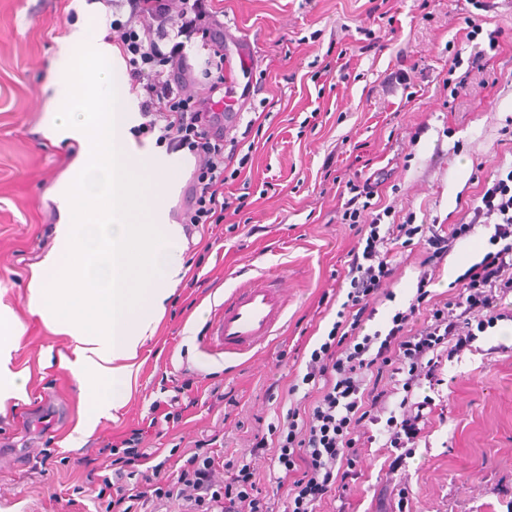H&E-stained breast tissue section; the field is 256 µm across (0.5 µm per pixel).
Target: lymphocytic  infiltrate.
Listing matches in <instances>:
<instances>
[{
    "label": "lymphocytic infiltrate",
    "mask_w": 512,
    "mask_h": 512,
    "mask_svg": "<svg viewBox=\"0 0 512 512\" xmlns=\"http://www.w3.org/2000/svg\"><path fill=\"white\" fill-rule=\"evenodd\" d=\"M111 12L108 38L126 63L131 90L140 99L143 121L135 136H155L167 151H188L195 159L180 223L220 224L240 215L246 195L225 190L240 174L224 150V116L206 112L223 86L224 38L217 32L213 0H104ZM475 12L466 19L467 41L486 35L488 45L469 58L452 56V68L466 67L451 95H458L472 71L487 69L500 48V29L484 31L479 17L486 0H470ZM198 45L206 58L202 82L192 77L187 46ZM480 190L463 219L448 227L416 223L414 215L391 221L390 208L375 199L376 185L358 177L337 179L347 194L342 219L354 230L344 299L326 337L305 364L298 385L316 389L308 406L288 408L283 421L269 425L268 436L255 437L249 459H224L217 450L195 449L174 471L143 448L134 432L109 448V460L86 478L99 512H273L259 489L252 458L270 455L286 492L285 512H316L331 492L350 491L361 476V448L382 442L388 471L396 473L413 458L435 409L430 391L441 382L444 357L453 356L499 322H512V309L499 300L512 294V167L480 178ZM489 228L488 247L478 262L451 282L445 302L430 303L436 265L456 243ZM421 242L416 293L397 310L388 331H368L377 298H391L386 288L393 267L390 247Z\"/></svg>",
    "instance_id": "obj_1"
}]
</instances>
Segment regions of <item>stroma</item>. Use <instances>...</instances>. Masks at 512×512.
Wrapping results in <instances>:
<instances>
[{"label":"stroma","mask_w":512,"mask_h":512,"mask_svg":"<svg viewBox=\"0 0 512 512\" xmlns=\"http://www.w3.org/2000/svg\"><path fill=\"white\" fill-rule=\"evenodd\" d=\"M379 0H222L223 21L255 47L243 122L261 115L252 156L240 178L251 195L239 227L192 229L184 258L203 286L184 281L155 336L139 350V370L118 408L85 421L78 389L61 359L68 337L27 310L32 266L50 249L59 212L52 199L77 145L45 137L52 64L74 37L108 31L107 9L94 0H0V303L19 316L24 334L10 368L23 391L0 412V512H96L74 494L103 460L101 448L144 430L145 445L223 449L240 455L255 433L286 412L288 388L331 328L336 295L357 239L342 224L343 199L332 178L352 151L370 159L383 181L381 200L396 219L456 223L480 189L479 170L512 163V0L487 12L503 32L486 74H472L465 94L449 100L446 45L471 9L467 0H393L396 21L376 47L353 58L347 82L320 77L325 63L359 39ZM411 69L410 85L388 82ZM488 235L457 243L438 264V300L477 261ZM422 250L398 259L393 299H380L370 329L386 328L416 292ZM280 278L288 297L281 328L268 344L226 356L210 346L216 309L249 278ZM438 387L443 417L427 427L413 459L397 474L406 512H512V323L446 360ZM184 393H176V386ZM219 389L233 407L215 401ZM178 398V426L153 422L157 400ZM349 512H390L394 500L384 451L365 449Z\"/></svg>","instance_id":"35a3bbf8"}]
</instances>
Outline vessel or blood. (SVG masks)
Returning a JSON list of instances; mask_svg holds the SVG:
<instances>
[{
	"label": "vessel or blood",
	"instance_id": "b4317fda",
	"mask_svg": "<svg viewBox=\"0 0 512 512\" xmlns=\"http://www.w3.org/2000/svg\"><path fill=\"white\" fill-rule=\"evenodd\" d=\"M252 50L248 41L235 44L234 53L224 58V102L235 109L238 75L250 69ZM288 299L279 278L261 275L236 287L224 299L216 315V337L221 350L228 354H243L266 343L283 319Z\"/></svg>",
	"mask_w": 512,
	"mask_h": 512
}]
</instances>
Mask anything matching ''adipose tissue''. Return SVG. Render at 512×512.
Wrapping results in <instances>:
<instances>
[{"label": "adipose tissue", "mask_w": 512, "mask_h": 512, "mask_svg": "<svg viewBox=\"0 0 512 512\" xmlns=\"http://www.w3.org/2000/svg\"><path fill=\"white\" fill-rule=\"evenodd\" d=\"M47 138L75 143L70 174L53 189L60 211L54 244L31 269L28 312L73 342L63 364L78 384L81 406L114 407L129 386L131 361L154 336L166 303L188 277L183 225L162 201L177 190L180 153L148 140L105 34L77 40L53 67ZM17 315L0 303V411L23 385L10 371L19 342Z\"/></svg>", "instance_id": "obj_1"}]
</instances>
